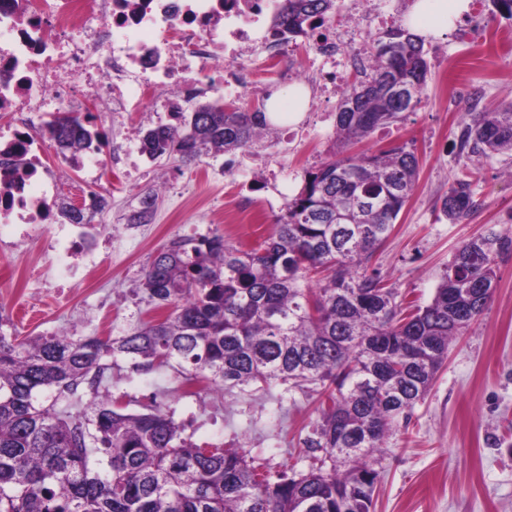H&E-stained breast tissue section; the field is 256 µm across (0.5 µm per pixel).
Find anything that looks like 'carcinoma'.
Segmentation results:
<instances>
[{
    "label": "carcinoma",
    "mask_w": 512,
    "mask_h": 512,
    "mask_svg": "<svg viewBox=\"0 0 512 512\" xmlns=\"http://www.w3.org/2000/svg\"><path fill=\"white\" fill-rule=\"evenodd\" d=\"M336 2L283 0L272 27L305 37ZM375 52V69L338 104L339 157L305 171L265 240L243 250L216 233L183 236L154 255L141 288L166 315L107 338L0 330V512H371L386 437L492 300L495 258L512 251L511 230L463 242L424 306L372 267L415 192L419 162L405 143L355 147L425 105L431 75L422 39L405 27L388 30ZM202 108L181 116L178 131L143 132L142 152L193 161L249 149L276 127L259 110ZM46 132L62 155L103 145L71 113ZM458 146L478 161L512 154V102L470 113ZM477 174L448 186V220L477 207ZM108 355L144 373L175 364L187 383L319 387L318 419L301 441L308 471L261 472L244 448L197 444L160 406L127 413L106 399L85 412L83 390L99 393Z\"/></svg>",
    "instance_id": "carcinoma-1"
}]
</instances>
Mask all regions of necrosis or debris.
<instances>
[{
    "label": "necrosis or debris",
    "mask_w": 512,
    "mask_h": 512,
    "mask_svg": "<svg viewBox=\"0 0 512 512\" xmlns=\"http://www.w3.org/2000/svg\"><path fill=\"white\" fill-rule=\"evenodd\" d=\"M282 0H0V224L14 228V247L31 241L47 213L67 197L63 168L41 164L40 131L48 115L81 113L85 97L112 115L126 132L102 154L83 147L73 157L89 182L102 184L112 172L134 178L142 154L138 128L127 115L141 111L165 88L177 89L164 108L169 126L179 127L184 104L204 90L238 93L263 83L266 74L309 84L311 111H323L341 94L349 74L370 72L375 57L368 34L386 19L381 0H348L345 24L312 19L308 41L312 69L289 65L292 50L268 25ZM99 199L83 196L84 223L55 251L47 273L67 288L92 264L103 242L91 238L87 221Z\"/></svg>",
    "instance_id": "1"
}]
</instances>
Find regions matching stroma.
<instances>
[{
	"label": "stroma",
	"mask_w": 512,
	"mask_h": 512,
	"mask_svg": "<svg viewBox=\"0 0 512 512\" xmlns=\"http://www.w3.org/2000/svg\"><path fill=\"white\" fill-rule=\"evenodd\" d=\"M431 76L426 104L372 143L414 145L420 174L414 196L373 262L389 287L428 303L456 248L472 237L512 228V157L482 160L476 186L479 208L451 224L440 211L449 183L471 166L456 148L468 112L512 101V20L464 36L448 32L425 40ZM306 132L287 144L267 142L277 157V191L247 187V151H236L241 167L224 173V158L192 162L171 156L144 159L130 182H113L110 206L93 233L106 240L95 272L58 295L45 275L50 256L43 238L62 218L52 214L37 238L21 250L0 247V326L21 337L43 336L59 327L77 335L118 336L155 315L139 283L153 255L170 240L218 233L249 248L267 235L276 215L302 186L305 171L331 156L334 118L304 112ZM151 196L150 226L119 242L127 206ZM497 288L491 302L456 337L434 384L409 421L398 422L379 454L381 482L373 512H512V253L495 260ZM112 396L127 411L162 403L193 441L243 446L272 470H307L310 460L299 437L317 419L313 387L225 391L204 387L183 393L176 369L143 374L127 360L110 372Z\"/></svg>",
	"instance_id": "1"
}]
</instances>
